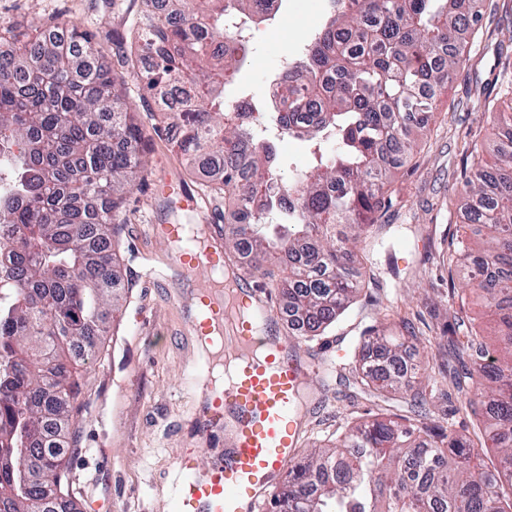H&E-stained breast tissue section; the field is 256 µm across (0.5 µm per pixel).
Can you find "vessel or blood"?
Returning a JSON list of instances; mask_svg holds the SVG:
<instances>
[{
    "label": "vessel or blood",
    "instance_id": "obj_1",
    "mask_svg": "<svg viewBox=\"0 0 512 512\" xmlns=\"http://www.w3.org/2000/svg\"><path fill=\"white\" fill-rule=\"evenodd\" d=\"M151 231L162 240H181L173 260L184 279L195 281L211 272V251L196 238H182L179 225L155 224ZM220 286L227 301L214 299L208 290L197 292L201 315L196 326L204 334L219 330L220 355L232 359L233 377L218 389L208 382L210 368L199 376L206 383L207 426L214 429L231 419V446L223 460L206 467L189 454L179 459L169 512H256L272 476L295 454L298 433L291 418L307 376L326 366L321 357L304 365L289 357L287 342L263 330L264 307L249 315L236 308V301L257 296L259 285L251 274L236 272Z\"/></svg>",
    "mask_w": 512,
    "mask_h": 512
}]
</instances>
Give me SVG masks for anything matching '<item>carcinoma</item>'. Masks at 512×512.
<instances>
[{
    "label": "carcinoma",
    "mask_w": 512,
    "mask_h": 512,
    "mask_svg": "<svg viewBox=\"0 0 512 512\" xmlns=\"http://www.w3.org/2000/svg\"><path fill=\"white\" fill-rule=\"evenodd\" d=\"M141 2L145 34L135 37L132 68L180 122L183 154L220 176L253 217L228 244L261 275L271 260L283 265L288 310L307 332L326 330L358 293L347 242L390 206L387 171L410 159L438 95L466 64L450 37L480 15L456 8L465 0H335L319 32L291 52L280 99L269 104L281 129L314 148L315 162L286 184L280 134H258L227 105L252 44L224 34V22L252 29L265 0ZM17 40L11 25L0 33V146L16 147L0 154V512H68L78 368L100 358L102 321L126 299L112 238L147 144L92 35L42 25L24 48ZM498 123L492 147L464 145L472 164L461 209L476 239L461 268L492 312L498 347L467 332L476 360L463 378L512 477V113H498ZM486 150L492 167L481 162ZM361 339L379 361L355 367L360 383L410 388L408 371L389 363L402 344L376 326ZM477 458L434 421L373 418L292 465L274 512H512Z\"/></svg>",
    "instance_id": "obj_1"
}]
</instances>
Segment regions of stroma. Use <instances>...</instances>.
Instances as JSON below:
<instances>
[{
  "mask_svg": "<svg viewBox=\"0 0 512 512\" xmlns=\"http://www.w3.org/2000/svg\"><path fill=\"white\" fill-rule=\"evenodd\" d=\"M141 9V0H0V24L50 23L94 33L100 57L123 79L124 98L137 112L147 142L148 163L126 195L116 248L115 269L134 288L121 314L106 326L100 362L82 373L87 406L70 458L75 489L70 512H94L98 500L103 512H167L178 459L193 451L199 465L206 466L228 447L223 430L204 436L196 426L201 382L192 368L202 352L190 330L191 303L179 295L180 276L169 248L149 227L214 224L224 232L238 214L231 194L204 174L190 172L171 139L167 112L143 91L124 62ZM481 14L478 25L457 35L469 61L441 91L413 159L392 177V207L352 248L363 286L351 308L325 335L303 336L289 320L275 280L264 277L260 283L277 335L286 337L301 358L352 354L371 325L399 339L416 337L417 348L401 356L426 358L412 381L414 390L422 392L424 409L449 433L480 448L481 465L492 471L498 460L489 432L451 384L462 348L461 336L451 332L457 320L480 331L487 345L496 341L489 310L478 293H462V274L451 264L454 251L472 238L453 203L463 168L458 137L468 133L489 143L498 132L485 113L467 111L466 103L481 90L500 111L512 110V80L497 50L500 41L512 37V18L488 2ZM319 21L316 0H282L276 17L254 31L253 54L239 74L240 87L259 96L278 65V51L295 49ZM167 177L197 196L198 209L168 205L158 189ZM305 394L303 450L327 446L350 421L377 414L412 419L419 410L412 393L380 395L361 385L348 368L339 375H309Z\"/></svg>",
  "mask_w": 512,
  "mask_h": 512,
  "instance_id": "1",
  "label": "stroma"
}]
</instances>
